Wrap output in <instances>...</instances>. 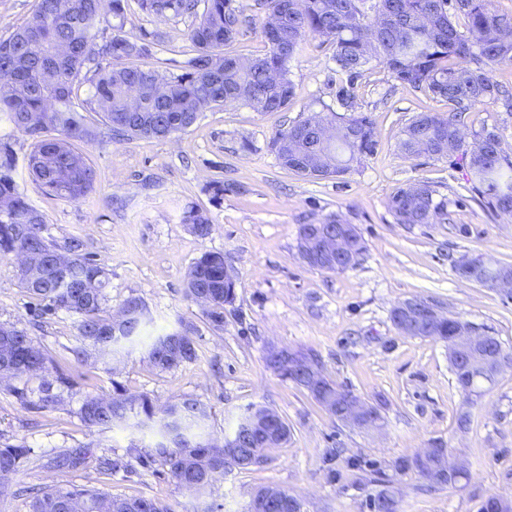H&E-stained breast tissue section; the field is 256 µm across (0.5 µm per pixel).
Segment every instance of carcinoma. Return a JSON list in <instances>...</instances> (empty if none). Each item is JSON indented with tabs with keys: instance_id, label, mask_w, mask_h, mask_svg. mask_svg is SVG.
Here are the masks:
<instances>
[{
	"instance_id": "1",
	"label": "carcinoma",
	"mask_w": 512,
	"mask_h": 512,
	"mask_svg": "<svg viewBox=\"0 0 512 512\" xmlns=\"http://www.w3.org/2000/svg\"><path fill=\"white\" fill-rule=\"evenodd\" d=\"M262 33L268 50L245 64L227 50L241 31L253 22L243 0H139L143 11L158 18L194 16L198 22L189 31L196 48L182 73L165 76L157 68L132 63L154 56L160 40L140 42L123 32V25L103 43L96 42L103 21L102 0H36L31 19L6 38H0V121L33 141L27 168L46 192L79 200L94 188L96 172L75 143L97 140L98 132L86 122L83 112L94 104L115 142L138 137L164 139L191 128L202 109L240 105L255 112H281L294 93L288 63L306 37L327 42L336 72L346 76L348 86L336 91L335 110L323 106L315 112L320 123L340 131L329 140L299 121L275 136L272 147L279 163L307 178H328L350 170L351 165L375 151L376 140L370 116L358 110L354 84L372 62L382 64L391 77L415 91L443 98L454 113H420L400 131L398 148L407 158H442L456 153L469 181L492 211L512 218V156L502 147L497 129L486 126L474 140L490 138L489 151L478 154L464 141L456 115L482 105L495 106L502 96L493 72L512 66V14H502L493 0H295L283 9L281 0H266ZM464 21L467 33L458 30L453 18ZM88 84V97L78 98L75 87ZM17 159L8 141L0 137V254L36 259L49 254L56 266L19 269L16 276L34 300V315L41 317L65 310L79 317L78 345L73 355L79 361L112 359L117 336H139L146 318L144 302L126 298L120 308L131 311L121 327L114 326L107 309L105 271L78 254L79 243L58 247L43 236L45 220L18 190ZM427 184L398 189L390 198L389 211L398 224H431L443 214ZM183 222L199 238L213 230L210 216L190 209ZM224 254L205 252L194 260L186 275V294L196 301L205 295L207 316L217 327L224 325V307L235 299L236 282L224 281ZM456 273L470 282L491 276L483 266L455 265ZM465 320L442 317L415 332L449 343ZM167 335L151 344V365L167 371L197 357L189 337L177 346L165 345ZM7 363L3 377L33 376L45 367L46 357L24 328L0 324V364ZM181 398L162 408L145 395L121 388L109 397L88 396L80 418L90 429L105 430L116 421L134 417L164 425L168 412L189 413ZM281 431L276 439L257 437L253 457L238 464L248 468L263 463L265 452L288 441ZM24 445L0 447V476L15 473L28 458ZM142 467L160 464L173 482L189 491L204 492L213 475L224 471V449L205 447L157 448L138 451ZM415 470L425 486L433 488L425 470L411 458H401L394 470ZM381 489L369 498L370 512L393 492L390 479L377 472ZM30 512H171L153 497L114 498L95 488L44 490L30 500Z\"/></svg>"
}]
</instances>
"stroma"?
Returning <instances> with one entry per match:
<instances>
[{
	"instance_id": "obj_1",
	"label": "stroma",
	"mask_w": 512,
	"mask_h": 512,
	"mask_svg": "<svg viewBox=\"0 0 512 512\" xmlns=\"http://www.w3.org/2000/svg\"><path fill=\"white\" fill-rule=\"evenodd\" d=\"M192 24L188 16L157 20L128 0L123 30L136 38L160 34V58L144 57L139 64L158 62L178 73L193 54ZM331 53L320 39L306 38L290 63L294 95L287 111L208 108L195 125L167 139L85 144L96 181L82 199L48 194L22 173L18 188L44 216V236L61 246L79 238L83 255L108 274L109 306L140 297L147 319L120 366L77 361V316L60 310L35 318L16 278V258L0 255V323L27 329L47 358L42 373L0 382V447L23 444L32 450L0 495V512H29V486L156 497L172 512H202L209 501L221 512H245L252 492L272 486L298 496L303 512H367L366 501L378 490L374 471H389L395 460L437 440L465 459L467 478L457 487L424 492L415 471L394 474L398 512H478L490 495L512 496V370L499 375L472 408L469 430H459L463 397L447 345L401 334L390 318L399 302L426 299L447 315L490 327L512 349V298L455 272L464 254L512 264V219L479 202L457 156L408 159L398 152V134L414 115H445L450 108L442 99L394 86L381 65L355 88L374 122V153L349 173L327 179L281 167L272 150L276 134L336 103L342 77L331 67ZM485 125L497 126L504 150L512 154V112L475 108L460 130L469 140ZM215 181L240 190L214 204L208 186ZM415 183L434 189L447 221L395 223L388 200ZM193 207L213 220L207 238L181 222ZM334 214L355 225L367 245L358 264L343 272L312 268L298 253L300 226ZM208 251L224 253L237 272L236 300L220 328L186 295V273ZM175 329L187 332L197 358L162 373L145 351ZM273 346L314 350L326 377L379 407L383 427L365 431L337 422L306 389L268 368ZM47 381L61 401L40 411L34 404ZM117 384L159 406L183 397L200 400L209 413L205 430L218 439L232 433L254 405L275 410L291 437L270 449L261 465L225 469L205 498L177 487L165 467L140 466L135 447L152 441L150 430H88L79 416L83 400L109 396ZM63 455L80 456L81 462L57 466ZM103 460L109 468H100Z\"/></svg>"
}]
</instances>
